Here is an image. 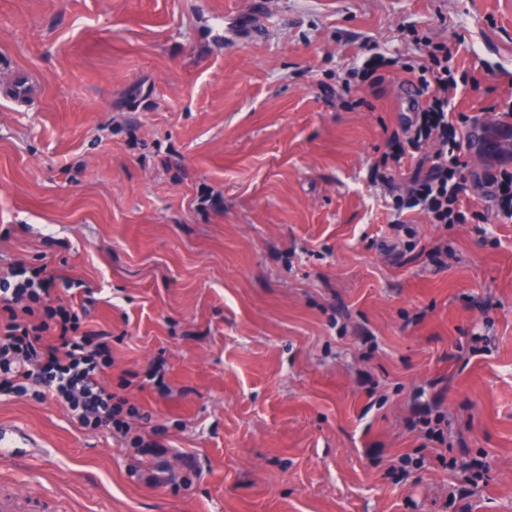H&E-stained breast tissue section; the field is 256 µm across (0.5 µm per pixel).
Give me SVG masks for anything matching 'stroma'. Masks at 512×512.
<instances>
[{
	"label": "stroma",
	"mask_w": 512,
	"mask_h": 512,
	"mask_svg": "<svg viewBox=\"0 0 512 512\" xmlns=\"http://www.w3.org/2000/svg\"><path fill=\"white\" fill-rule=\"evenodd\" d=\"M411 23L465 34L458 110L512 86V0H0V268L82 282L133 428L193 474L146 484L118 437L0 396L41 443L0 483L61 512H512V223L394 233L370 167L407 86L336 93L363 43L412 59ZM421 422L424 427L420 429L428 442L437 443L441 446L448 444V419L444 414L438 413L434 418L423 416ZM445 429L447 430L446 434Z\"/></svg>",
	"instance_id": "35a3bbf8"
}]
</instances>
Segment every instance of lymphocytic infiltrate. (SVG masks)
<instances>
[{
  "mask_svg": "<svg viewBox=\"0 0 512 512\" xmlns=\"http://www.w3.org/2000/svg\"><path fill=\"white\" fill-rule=\"evenodd\" d=\"M407 31L416 63L373 52L338 80L354 109L364 104L353 98L354 90L377 87L395 71L414 81L423 97L413 117L389 137L388 150L374 167L375 182L388 189L399 215L419 211L441 225L512 223V163L484 166L470 179L464 174L468 130L477 118L456 111L455 100L463 85L481 87L458 69L465 39L437 41L413 25ZM409 162L414 172L399 183ZM471 193L486 198L483 209L464 210L462 201ZM74 286L46 267L22 261L0 274V394L22 397L35 391L39 399L63 404L83 429H107L126 440L135 455H144L156 442L132 433L128 419L137 415V406L103 385L113 364L112 336L88 327L85 307L67 297Z\"/></svg>",
  "mask_w": 512,
  "mask_h": 512,
  "instance_id": "obj_1",
  "label": "lymphocytic infiltrate"
}]
</instances>
